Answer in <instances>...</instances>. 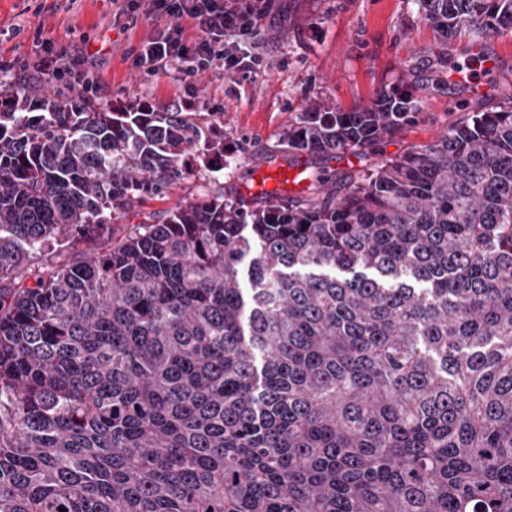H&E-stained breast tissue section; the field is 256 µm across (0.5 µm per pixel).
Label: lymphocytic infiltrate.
<instances>
[{"label": "lymphocytic infiltrate", "instance_id": "1", "mask_svg": "<svg viewBox=\"0 0 512 512\" xmlns=\"http://www.w3.org/2000/svg\"><path fill=\"white\" fill-rule=\"evenodd\" d=\"M261 0H122L112 14V26L127 30L137 21L153 28L146 41L125 51L135 67L147 74L175 70L183 77L211 70L233 79L249 80L260 70L257 18ZM195 29L187 38L186 29ZM82 49L68 50L49 38L35 36L37 47L27 59L0 54V112H15L26 94L15 86L16 71L49 83L65 82L78 94L100 88L90 67L96 55L87 50L89 35H82Z\"/></svg>", "mask_w": 512, "mask_h": 512}]
</instances>
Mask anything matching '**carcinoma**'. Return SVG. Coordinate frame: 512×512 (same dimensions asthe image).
Returning <instances> with one entry per match:
<instances>
[{
	"label": "carcinoma",
	"mask_w": 512,
	"mask_h": 512,
	"mask_svg": "<svg viewBox=\"0 0 512 512\" xmlns=\"http://www.w3.org/2000/svg\"><path fill=\"white\" fill-rule=\"evenodd\" d=\"M417 3L445 46L512 33V0ZM28 95L0 112V512H512V104L337 190L313 164L422 101L310 99L298 195L117 233L199 146L224 162L214 113Z\"/></svg>",
	"instance_id": "carcinoma-1"
}]
</instances>
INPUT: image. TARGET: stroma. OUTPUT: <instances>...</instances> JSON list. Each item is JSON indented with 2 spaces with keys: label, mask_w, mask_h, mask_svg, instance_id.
Here are the masks:
<instances>
[{
  "label": "stroma",
  "mask_w": 512,
  "mask_h": 512,
  "mask_svg": "<svg viewBox=\"0 0 512 512\" xmlns=\"http://www.w3.org/2000/svg\"><path fill=\"white\" fill-rule=\"evenodd\" d=\"M112 9V0H77L69 11L62 0H46L44 10L36 14L24 11L21 0H0V27L23 30L16 38L0 41V53L31 54L33 45L25 34L29 28L43 27L62 43L70 42L77 28L103 48L101 100L173 103L183 98L184 83L176 71L146 75L124 60L125 48L147 38L150 29L144 23L125 31L111 27ZM257 30L263 53V72L257 79L239 84L208 72L195 82L194 108L218 113L230 166H209L203 154H192L181 183L165 196L136 206L118 220V227L148 221L205 194L238 198L249 172L287 163L282 141L309 98L347 110L370 103L381 89L397 86L424 102L415 122L374 146L365 158L343 153L324 162L328 174L356 173L411 146L435 141L471 112L454 84L452 66L463 63L466 49L477 41L499 63L484 108L512 100V34H467L449 43L447 61H438L432 53L436 33L419 16L416 0H267Z\"/></svg>",
  "instance_id": "stroma-1"
}]
</instances>
